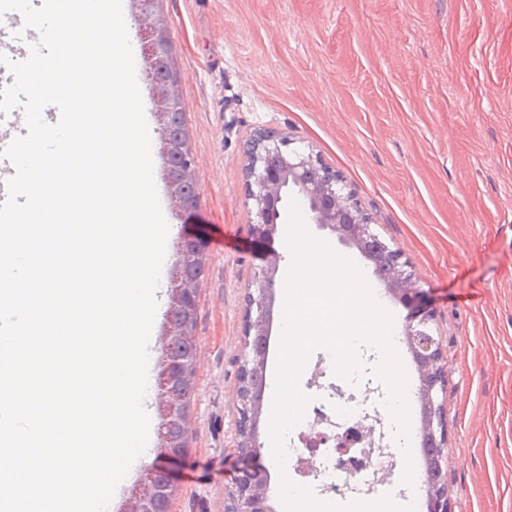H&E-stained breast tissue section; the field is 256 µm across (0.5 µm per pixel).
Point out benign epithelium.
<instances>
[{
    "label": "benign epithelium",
    "instance_id": "obj_1",
    "mask_svg": "<svg viewBox=\"0 0 512 512\" xmlns=\"http://www.w3.org/2000/svg\"><path fill=\"white\" fill-rule=\"evenodd\" d=\"M138 9L137 20L142 41L145 80L151 85L160 125V157L169 180L175 214L187 223L198 207L199 198L188 187H199L194 170L189 137L174 138L169 118L183 111L181 78L171 56L167 26L156 11L158 0H131ZM247 168V196L252 201L253 237L270 240L281 218L288 193L300 197L307 206L311 223L327 229L349 246H363L372 253L387 255V269L380 280L387 293L411 309L403 336L419 368V398L423 406L424 460L428 473H442L444 452L442 391L444 369L438 341L430 331L432 313L423 305L422 290L417 288L402 254L383 242L374 231L370 218L359 206L343 177L322 163L308 147L274 131H259L250 138ZM179 262L170 276L169 323L167 344L155 381L160 423V455L170 459L183 456L186 448L173 437L172 428L189 427L181 379L197 370L199 351L193 335L200 289L206 273V254L202 240L185 234L177 242ZM278 260L272 257L253 276L246 288L247 340L240 357L239 392L241 403L238 425V455L252 464L244 467L229 491L225 512H275L269 494V476L257 463L262 448L259 418L264 386L248 379L250 370L266 362V354L252 347L269 335L278 288ZM171 489L166 472L151 464L144 468L126 502L124 512H153L156 498ZM427 512H448V492L442 478L426 483Z\"/></svg>",
    "mask_w": 512,
    "mask_h": 512
}]
</instances>
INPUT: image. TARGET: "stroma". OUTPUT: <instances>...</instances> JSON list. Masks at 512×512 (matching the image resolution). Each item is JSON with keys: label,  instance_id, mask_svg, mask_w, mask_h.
Returning <instances> with one entry per match:
<instances>
[{"label": "stroma", "instance_id": "stroma-1", "mask_svg": "<svg viewBox=\"0 0 512 512\" xmlns=\"http://www.w3.org/2000/svg\"><path fill=\"white\" fill-rule=\"evenodd\" d=\"M201 186L193 225L165 206L169 226L152 326L164 349L169 275L185 232L210 245L195 336L186 456L168 470L172 512H224L238 453V369L245 294L271 255L286 275V223L272 240L250 232L247 140L273 130L340 172L375 231L399 249L434 312L445 362L447 430L441 467L450 512H512V0H160ZM366 277L402 333L407 310L386 295L369 261L310 225ZM362 370L332 379L333 357L314 350L299 376L308 396L355 399L376 446L393 460L374 489L425 504L419 405L408 442L396 437L361 346Z\"/></svg>", "mask_w": 512, "mask_h": 512}]
</instances>
